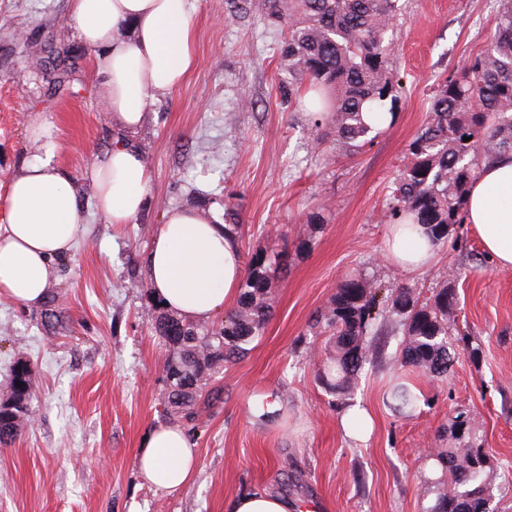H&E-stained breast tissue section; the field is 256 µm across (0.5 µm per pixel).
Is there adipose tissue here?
Instances as JSON below:
<instances>
[{"instance_id": "obj_1", "label": "adipose tissue", "mask_w": 512, "mask_h": 512, "mask_svg": "<svg viewBox=\"0 0 512 512\" xmlns=\"http://www.w3.org/2000/svg\"><path fill=\"white\" fill-rule=\"evenodd\" d=\"M73 36L94 50L101 101L124 138L97 154L89 177L106 223H131L145 208L150 182L141 152L127 140L151 105L170 94L195 64L189 0H69ZM37 152L8 177L7 217L0 224V298L41 306L87 223L78 187L57 164L55 126L41 114L26 128ZM466 222L495 264L512 268V154L483 163L465 199ZM149 250L146 274L163 307L206 321L235 301L244 277L241 250L223 225L192 207L164 212ZM436 247L420 233L395 224L386 258L397 269L427 268ZM136 465L144 481L171 491L197 470L196 448L176 424L152 426Z\"/></svg>"}]
</instances>
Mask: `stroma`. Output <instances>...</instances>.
Returning a JSON list of instances; mask_svg holds the SVG:
<instances>
[{
    "mask_svg": "<svg viewBox=\"0 0 512 512\" xmlns=\"http://www.w3.org/2000/svg\"><path fill=\"white\" fill-rule=\"evenodd\" d=\"M400 2L388 34L397 97L384 106L395 121L346 156L331 143L315 147L308 113L283 103L282 28L264 19L261 0H190L196 63L133 137L151 173L149 202L132 224L115 227L96 209L89 169L111 147L116 125L101 103L94 52L67 25L68 0H0V224L8 176L35 152L26 135L35 112L54 123L57 160L87 213V232L58 262L50 289L67 317L64 331H45L43 308L0 299V394L15 361L36 371L30 418L0 447V512H224L225 501L257 489L301 510L427 512L436 490L422 462L429 449L447 447L461 412L500 484L512 468V269L490 261L466 226L450 232L427 270L399 272L385 257L381 221L439 79L487 48L500 0ZM50 38L64 41L73 68L61 92L43 78L36 54ZM228 202L247 229L243 257L287 248L288 273L274 285L263 335L215 377L223 400L191 436L197 471L167 492L136 470L146 432L171 420L165 348L143 317L146 258L166 209L196 207L220 224ZM351 272L402 279L424 298L446 283L456 292L452 372L415 377L424 402L414 413L395 412L383 399L400 367L390 338L352 395L372 419L362 443L344 435L345 408L315 377L328 337L305 333ZM262 402L274 410L258 421L252 409Z\"/></svg>",
    "mask_w": 512,
    "mask_h": 512,
    "instance_id": "35a3bbf8",
    "label": "stroma"
}]
</instances>
